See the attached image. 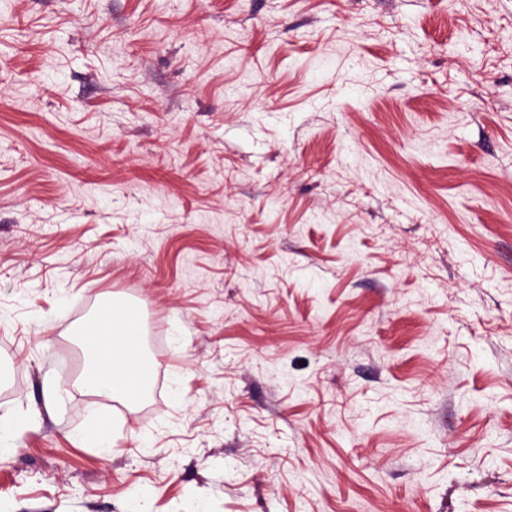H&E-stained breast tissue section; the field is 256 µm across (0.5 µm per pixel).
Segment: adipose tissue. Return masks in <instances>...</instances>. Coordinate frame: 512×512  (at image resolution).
Segmentation results:
<instances>
[{"instance_id":"1","label":"adipose tissue","mask_w":512,"mask_h":512,"mask_svg":"<svg viewBox=\"0 0 512 512\" xmlns=\"http://www.w3.org/2000/svg\"><path fill=\"white\" fill-rule=\"evenodd\" d=\"M129 316V311L112 309L105 318L107 330H94L82 340L87 353L99 358L88 371L86 384L123 403L139 401L147 389V379L139 362L140 341L126 326Z\"/></svg>"}]
</instances>
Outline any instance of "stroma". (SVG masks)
I'll use <instances>...</instances> for the list:
<instances>
[{
	"instance_id": "35a3bbf8",
	"label": "stroma",
	"mask_w": 512,
	"mask_h": 512,
	"mask_svg": "<svg viewBox=\"0 0 512 512\" xmlns=\"http://www.w3.org/2000/svg\"><path fill=\"white\" fill-rule=\"evenodd\" d=\"M0 428V512H512V0H0ZM130 317L134 318L129 311L112 306V311L103 318L108 324L106 331L98 328L99 320L81 334L87 353L98 356L101 361L92 365L85 383L95 390L107 392L112 400L123 403L139 401L147 389L146 373L138 360L140 341L135 337L140 336V332L133 334L127 329L126 323ZM90 328L95 329L93 333H88Z\"/></svg>"
}]
</instances>
